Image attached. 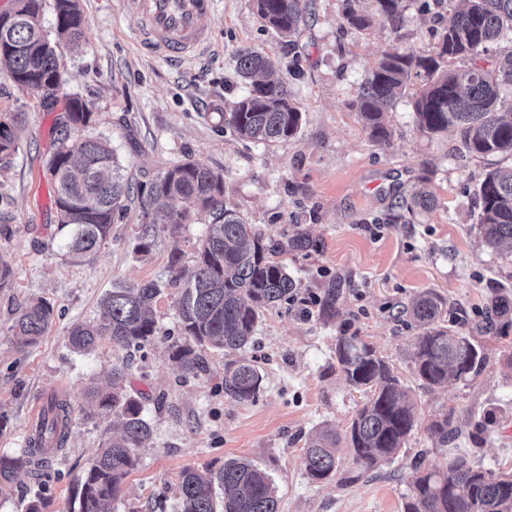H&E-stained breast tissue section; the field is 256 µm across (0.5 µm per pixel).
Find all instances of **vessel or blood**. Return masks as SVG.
<instances>
[{
  "instance_id": "1",
  "label": "vessel or blood",
  "mask_w": 512,
  "mask_h": 512,
  "mask_svg": "<svg viewBox=\"0 0 512 512\" xmlns=\"http://www.w3.org/2000/svg\"><path fill=\"white\" fill-rule=\"evenodd\" d=\"M212 0H123V8L138 25L144 48L165 53L173 62L205 47L211 33L202 19Z\"/></svg>"
}]
</instances>
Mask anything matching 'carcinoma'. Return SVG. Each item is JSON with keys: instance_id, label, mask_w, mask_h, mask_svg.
Listing matches in <instances>:
<instances>
[{"instance_id": "carcinoma-1", "label": "carcinoma", "mask_w": 512, "mask_h": 512, "mask_svg": "<svg viewBox=\"0 0 512 512\" xmlns=\"http://www.w3.org/2000/svg\"><path fill=\"white\" fill-rule=\"evenodd\" d=\"M20 9L13 25L0 32V75L25 89V78L47 81L57 76V42L79 50L85 38V18L79 0H54V32L43 29V0H16ZM377 11L393 30L399 29L401 0H375ZM463 8L438 14L437 41L426 54L393 48L377 60L361 88L356 110L370 139L377 144L391 137L386 114L403 101L411 109L419 133L433 136L449 129L459 139L463 156H500L512 160V102L504 91L512 88V0H461ZM263 27L281 39L297 32L310 9L308 0H254ZM348 24L368 28L369 18L356 0H345ZM460 65L448 68V62ZM239 74L246 91L224 114V126L238 139L272 144L295 137L303 115L287 87L270 78L275 61L253 49L238 52ZM94 121L90 105L75 95L59 123V134L47 163L53 189L57 230L64 248L75 259L96 253L110 237L117 215L137 193L141 232L134 251L149 253L159 233L175 236L181 226L203 219L206 233L196 244L195 271L176 301L180 339L169 345V358L182 377L206 370L200 347L235 352L253 342L264 309L295 298L296 283L286 267L270 259L263 236L224 200L223 175L187 159L160 173L149 183L132 189L110 141L84 131ZM78 140L70 142V134ZM17 144L11 127L0 121V163H9ZM478 217L485 243L512 246V166L486 172L479 187ZM180 201L182 207L173 206ZM433 194L420 190L401 208L411 214L428 209ZM182 250L170 249L167 281L116 284L100 300L93 319L73 324L68 331L71 350L80 355L95 351L106 337L122 349H142L159 334L153 303L167 285L181 279ZM443 300L423 294L411 305L412 320L422 329L413 355L414 371L432 387L448 382H471L482 370L484 354L473 336H465L438 323ZM512 310L502 297L487 311L480 328L491 330L498 318ZM53 307L43 299L19 308L13 339L21 348L37 344L52 322ZM336 363L349 385L368 393V400L351 421L346 438L353 461L365 471L391 460L403 448L416 425L414 406L401 388L388 361L359 336H340ZM124 367L112 368L104 387L94 386L87 396L99 414L121 423V433L109 438L91 459L79 482L78 512H113L123 480L137 466V451L151 439V427L140 401L127 392ZM262 375L254 365H224V395L237 402L254 401ZM73 406L50 396L48 405L31 427L27 447L0 455V482H9L25 469L41 482L47 456L67 446ZM441 443L459 436L452 416L429 425ZM340 438L332 430L313 434L304 448V470L313 482L336 476ZM223 491L222 510L216 490ZM181 512H280L274 481L246 459L224 463L217 471L186 469L181 474ZM404 512H512V472L495 473L474 464L470 450L448 449L444 467L419 474Z\"/></svg>"}]
</instances>
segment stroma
Instances as JSON below:
<instances>
[{
	"label": "stroma",
	"instance_id": "stroma-1",
	"mask_svg": "<svg viewBox=\"0 0 512 512\" xmlns=\"http://www.w3.org/2000/svg\"><path fill=\"white\" fill-rule=\"evenodd\" d=\"M311 3L288 43L261 27L253 0H213L205 20L210 44L174 64L141 48L121 0H80L85 45L78 52L57 47L66 92L90 104L92 134L110 139L132 183L149 182L188 157L221 171L227 204L270 245L287 244L278 259L297 285L296 300L263 311L252 345L231 354L206 349L207 372L187 380L178 379L167 353L179 290H163L154 304L163 333L131 355L127 380L153 436L124 479L115 512H180L185 468L216 470L241 458L272 477L281 512H402L417 472L447 461L428 429L446 414L457 421L458 441L475 463L512 469V322L479 337L485 364L477 378L430 388L414 372L420 330L407 313L421 294H437L444 301L441 323L471 335L492 297L512 298V249L486 247L477 224L478 187L498 160L455 157V132L421 135L402 102L388 114L389 142L374 144L354 106L385 51L431 49L438 7L403 0L395 32L375 0H358L371 18L359 31L345 22L343 0ZM246 47L279 60L278 75L303 112L295 138L267 146L238 140L225 128L223 113L245 92L237 54ZM0 112L15 116L18 146L0 172V209L10 216L0 222V259L12 268L9 287L0 289V414L8 418L0 454L23 448L30 412L45 397L69 400L68 445L47 470L44 496L45 512H76L77 482L113 428L84 392L126 354L107 339L92 354H76L67 331L96 316L112 285L168 278L171 243L163 235L150 253H133L134 200L90 261L69 259L45 173L61 111L45 110L0 76ZM423 185L435 207L405 223L395 220L397 203ZM331 286L336 316L327 321L317 300ZM36 298L51 302L53 320L37 345L22 348L12 325L19 306ZM352 333L389 361L415 401L418 424L392 460L369 472L340 444L336 476L314 483L303 467L307 439L325 426L346 435L365 400L336 364L338 337ZM242 358L263 377L248 403L224 395V366Z\"/></svg>",
	"mask_w": 512,
	"mask_h": 512
}]
</instances>
